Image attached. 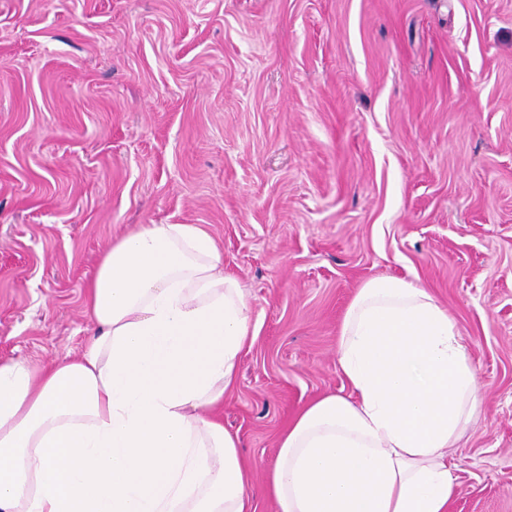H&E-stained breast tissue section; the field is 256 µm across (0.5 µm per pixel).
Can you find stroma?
Segmentation results:
<instances>
[{
    "instance_id": "1",
    "label": "stroma",
    "mask_w": 512,
    "mask_h": 512,
    "mask_svg": "<svg viewBox=\"0 0 512 512\" xmlns=\"http://www.w3.org/2000/svg\"><path fill=\"white\" fill-rule=\"evenodd\" d=\"M199 224L256 337L217 413L265 472L348 394L371 278L447 308L478 402L448 512H512V0H0V360L79 357L103 251Z\"/></svg>"
}]
</instances>
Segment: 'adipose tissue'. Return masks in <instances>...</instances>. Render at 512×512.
Listing matches in <instances>:
<instances>
[{"instance_id":"adipose-tissue-1","label":"adipose tissue","mask_w":512,"mask_h":512,"mask_svg":"<svg viewBox=\"0 0 512 512\" xmlns=\"http://www.w3.org/2000/svg\"><path fill=\"white\" fill-rule=\"evenodd\" d=\"M76 360L0 361V512H250L251 472L211 409L255 336L238 279L196 224H144L86 287ZM346 396L282 433L278 512H448V450L477 400L454 323L417 282L373 278L339 330Z\"/></svg>"}]
</instances>
